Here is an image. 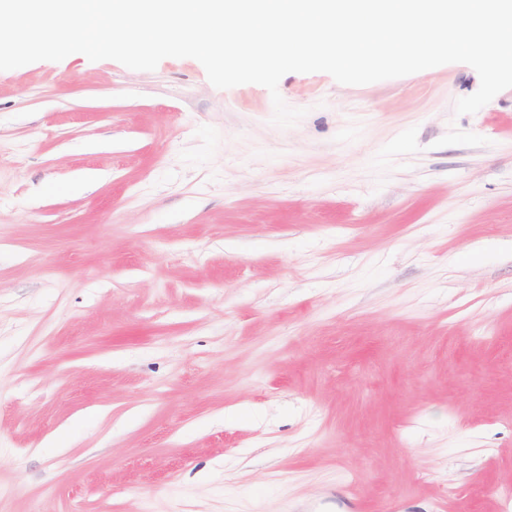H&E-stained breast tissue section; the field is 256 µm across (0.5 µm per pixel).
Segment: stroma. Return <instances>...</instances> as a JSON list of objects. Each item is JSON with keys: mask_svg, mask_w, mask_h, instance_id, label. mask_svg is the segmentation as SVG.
<instances>
[{"mask_svg": "<svg viewBox=\"0 0 512 512\" xmlns=\"http://www.w3.org/2000/svg\"><path fill=\"white\" fill-rule=\"evenodd\" d=\"M0 71V512H512V88Z\"/></svg>", "mask_w": 512, "mask_h": 512, "instance_id": "1", "label": "stroma"}]
</instances>
